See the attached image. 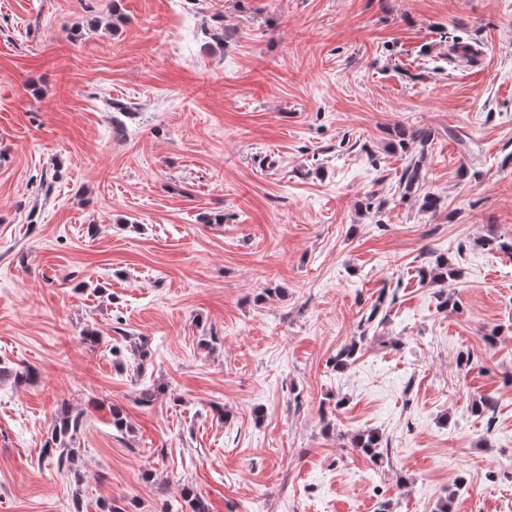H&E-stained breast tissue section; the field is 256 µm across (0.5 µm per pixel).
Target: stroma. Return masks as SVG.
<instances>
[{
	"instance_id": "stroma-1",
	"label": "stroma",
	"mask_w": 512,
	"mask_h": 512,
	"mask_svg": "<svg viewBox=\"0 0 512 512\" xmlns=\"http://www.w3.org/2000/svg\"><path fill=\"white\" fill-rule=\"evenodd\" d=\"M492 237L512 0H0V512H512ZM66 403L80 486L42 455ZM411 140L418 141L419 143V156L416 160L411 163L403 170L400 176V184L404 189V193H411L414 188L420 185L423 181V173H422V159L428 150L429 137L427 134L422 132H413L411 136ZM353 448H360V450L369 455L371 459L377 462L382 458V452L379 450L383 448L381 436L374 431H365L355 435L352 438Z\"/></svg>"
}]
</instances>
